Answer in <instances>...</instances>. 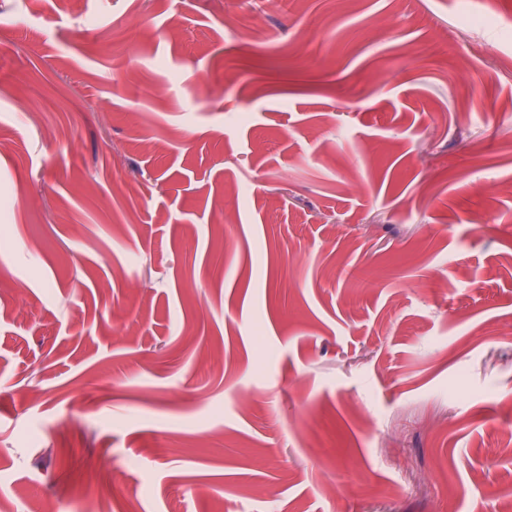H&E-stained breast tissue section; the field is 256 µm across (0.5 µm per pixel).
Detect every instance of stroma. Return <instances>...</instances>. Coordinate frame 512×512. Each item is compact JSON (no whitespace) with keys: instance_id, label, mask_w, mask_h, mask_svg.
Returning a JSON list of instances; mask_svg holds the SVG:
<instances>
[{"instance_id":"1","label":"stroma","mask_w":512,"mask_h":512,"mask_svg":"<svg viewBox=\"0 0 512 512\" xmlns=\"http://www.w3.org/2000/svg\"><path fill=\"white\" fill-rule=\"evenodd\" d=\"M507 127L512 0H0V512H512Z\"/></svg>"}]
</instances>
